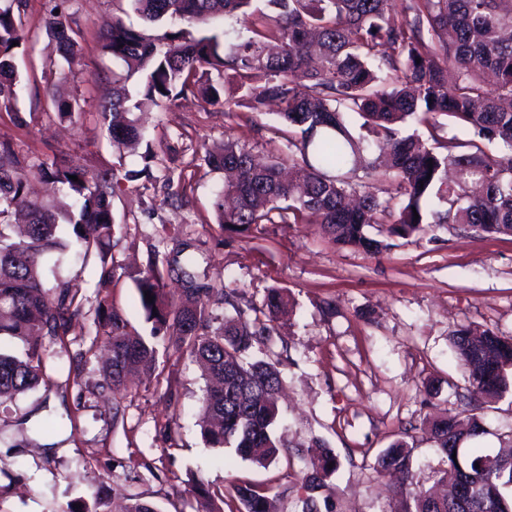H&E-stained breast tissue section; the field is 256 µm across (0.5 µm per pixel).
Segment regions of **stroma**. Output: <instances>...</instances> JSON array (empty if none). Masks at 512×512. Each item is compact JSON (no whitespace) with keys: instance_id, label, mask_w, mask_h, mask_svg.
<instances>
[{"instance_id":"obj_1","label":"stroma","mask_w":512,"mask_h":512,"mask_svg":"<svg viewBox=\"0 0 512 512\" xmlns=\"http://www.w3.org/2000/svg\"><path fill=\"white\" fill-rule=\"evenodd\" d=\"M67 7L81 31L76 65L61 74L46 38L29 44L18 56L16 111H0V140L10 139L30 163L50 159L91 171L115 160L100 113L114 64L100 34L119 2L68 0ZM51 82L59 95L78 100L80 114H57L45 96ZM141 122L159 159L153 179L128 183L112 201L114 263L146 265L150 251L171 254L181 240L200 258L202 283L237 284L256 304L268 289L287 290L290 316L274 335L286 359L278 434L312 457L314 437L334 450L339 468L329 495L336 512H401L397 483L376 474L375 457L405 439L418 481L429 483L440 457L427 422L473 400L449 332L470 324L512 336V236L440 225L395 239L373 257L333 245L314 224L223 230L213 202L224 176L204 162L203 147L230 138L263 157L287 153L273 112H228L190 97L142 114ZM98 267L90 260L81 273L87 318L66 336L43 339L49 351L84 354L79 376L0 406V512H71L104 480L111 499L136 494L160 512H192L184 488L195 476L215 489L264 485L278 512H298L285 463L262 467L232 449L207 447L197 424L205 382L188 355L160 357L156 378L133 384L122 419L113 420L112 397L99 393L103 374L88 352ZM49 420L55 431H45Z\"/></svg>"}]
</instances>
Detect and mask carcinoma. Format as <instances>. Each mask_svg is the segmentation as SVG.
I'll return each mask as SVG.
<instances>
[{
  "label": "carcinoma",
  "instance_id": "1",
  "mask_svg": "<svg viewBox=\"0 0 512 512\" xmlns=\"http://www.w3.org/2000/svg\"><path fill=\"white\" fill-rule=\"evenodd\" d=\"M127 2L147 24L179 20L184 27L154 38L115 16L102 36L104 51L123 67L102 106L117 164L94 172L48 160L33 166L0 141V405L49 386L43 337L67 335L83 316L79 275L62 278L57 268L73 254L83 268L95 256V337L109 346L104 378L112 395L128 391L131 372L151 379L160 352H187L205 369L199 425L206 445L267 466L285 447L275 433L283 377L273 335L288 296L270 288L261 304L242 306L239 289L200 282L198 259L182 250L172 259L181 285L176 297L154 256L143 268L117 272L112 199L122 180L148 174L158 159L135 114L188 95L212 103L222 94L227 112L277 105L276 115L294 132L287 156L261 161L230 138L204 146L206 163L227 175L214 201L222 229L291 219L369 255L434 224L512 236V0H265L269 12L259 14L256 0ZM192 28L203 35L193 36ZM42 29L72 64L80 33L69 14L54 6ZM30 39L21 0H0V109L7 112L20 82L12 44ZM256 72L265 76L261 85L253 83ZM136 74L140 89L133 94L127 81ZM351 114L362 119L358 138ZM442 116L469 139L443 135ZM409 122L424 127L435 146L403 134ZM141 147L143 168L118 177L123 156ZM34 174L65 188L71 202L59 207L31 197ZM123 277L134 284L148 336L112 303ZM214 296L233 313L214 316ZM449 342L464 382L486 402L512 393L511 336L463 325ZM481 410L449 409L429 422L442 461L433 473L450 485L443 497L417 481L406 440L376 456L375 471L397 478L404 512H464L455 502L463 478L456 458L477 476L469 512H512V453L470 447L488 434ZM309 447L324 452L298 474L293 492L301 512H333L326 492L336 455L317 438ZM232 491L244 512H276V497L265 489L244 484ZM188 494L194 512H221L203 480H194Z\"/></svg>",
  "mask_w": 512,
  "mask_h": 512
}]
</instances>
